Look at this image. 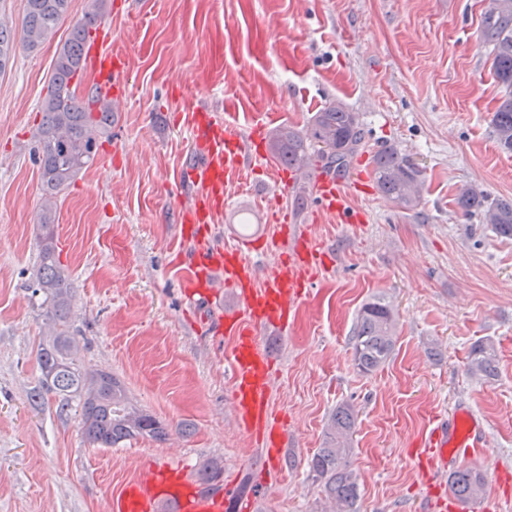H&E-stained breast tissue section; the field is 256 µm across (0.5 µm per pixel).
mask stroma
Here are the masks:
<instances>
[{
    "label": "stroma",
    "mask_w": 512,
    "mask_h": 512,
    "mask_svg": "<svg viewBox=\"0 0 512 512\" xmlns=\"http://www.w3.org/2000/svg\"><path fill=\"white\" fill-rule=\"evenodd\" d=\"M87 0H72L55 37L17 49L0 73V512H108V502L150 465L196 479L219 459L223 488L246 494L251 512H326L307 462L321 448L336 407L356 417L352 465L358 512H416L426 480L411 443L432 415L470 407L486 446L478 464L487 492L466 512H512V240L456 206L477 184L512 198V154L495 141L501 88L478 42L488 0H112L105 42L126 60V94L111 139L57 199L56 245L72 279L77 358L122 380L132 401L165 421V442L121 448L84 441L77 412L33 405L42 299L30 289L42 201L32 153L57 49ZM360 116L363 147L348 173L351 224L323 216L314 229L329 265L299 300L286 329L266 331L274 363L275 415L287 425L281 473L236 425L229 405L231 337L215 307L192 298L180 256L188 244L177 213L192 192L179 186L193 162L184 105L195 101L249 133L297 128L333 101ZM397 146L423 172L420 204L398 207L375 188L370 158ZM278 163L228 189L209 244L250 236L258 274L276 259L294 216L290 193H274ZM396 315V345L369 375L356 369L349 336L367 300ZM494 345L497 374H468L472 348Z\"/></svg>",
    "instance_id": "1"
}]
</instances>
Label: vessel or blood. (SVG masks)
Listing matches in <instances>:
<instances>
[{"instance_id":"b4317fda","label":"vessel or blood","mask_w":512,"mask_h":512,"mask_svg":"<svg viewBox=\"0 0 512 512\" xmlns=\"http://www.w3.org/2000/svg\"><path fill=\"white\" fill-rule=\"evenodd\" d=\"M105 24L95 28L94 41L86 46L88 64L97 70L99 90L117 100L125 93V68L110 53L98 48L97 38L106 37ZM191 134L197 164L182 174L185 186L194 190L192 203L181 209L179 221L186 240L196 242L190 255L195 272L191 283L195 295L214 296L216 289H233L240 305L225 310L217 326L234 342L232 349V405L237 424L263 446L265 465L278 469L288 446L285 425L270 411V372L272 359L260 343L262 329H283L293 316L302 290L317 274L318 247L307 224L288 227L285 241L279 245L284 256L273 266L264 284H256L255 267L249 257L255 243L240 239L214 247L200 246L202 232L210 231L215 215L223 212L229 187L241 173L259 166L266 151L263 124L249 134L218 120L216 114L201 105L192 107ZM348 184L326 176H316L314 191L317 215H333L343 223L353 222L348 206ZM422 461L427 471L443 473L467 461L477 460L484 446V429L474 412L455 407L448 419L431 421L420 439ZM226 493L204 492L185 479L181 471L169 465H154L142 470L112 500L111 512H225Z\"/></svg>"}]
</instances>
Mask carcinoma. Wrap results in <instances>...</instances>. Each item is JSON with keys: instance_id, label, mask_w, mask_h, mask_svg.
<instances>
[{"instance_id": "cac0c4a2", "label": "carcinoma", "mask_w": 512, "mask_h": 512, "mask_svg": "<svg viewBox=\"0 0 512 512\" xmlns=\"http://www.w3.org/2000/svg\"><path fill=\"white\" fill-rule=\"evenodd\" d=\"M71 0H25L21 38L0 23V73L8 68L17 46L33 52L51 39L68 17ZM108 0H89L88 9L71 27L60 47L45 96L39 105L41 119L35 129V161L45 204L38 224L40 249L33 277V293L44 297L48 333L37 347L40 370L32 399L52 394L61 397L59 412L77 401L81 432L89 443L116 448L136 438L162 442L168 436L164 421L137 406L124 383L110 372L89 371L76 363L80 331L71 321V275L61 264L55 247L56 210L54 198L95 160L98 143L111 134L112 102L97 90H81L85 69V43L92 28L106 16ZM483 43L492 59V71L502 88L493 113V132L500 149L512 153V0H492L484 17ZM363 143L359 114L341 102H331L315 113L302 130L280 128L271 144V154L280 164L299 176L293 192V206L304 209L310 184L319 172L347 171ZM373 180L388 199L405 209L419 204L422 171L400 150L384 146L372 157ZM457 205L463 214L479 217L499 236L512 238V199L491 197L477 186L462 189ZM396 343V322L391 307L381 298L366 302L351 332L350 345L356 369L365 375L383 366ZM491 345L475 347L470 371L491 376L495 371ZM355 416L351 407L340 406L327 424L323 447L308 462L313 480L334 503L335 512H356L360 497L358 475L352 468V435ZM224 469L215 462L199 471L201 483L209 490L219 486ZM486 488V476L477 468L452 472L450 494L463 505L479 500Z\"/></svg>"}]
</instances>
